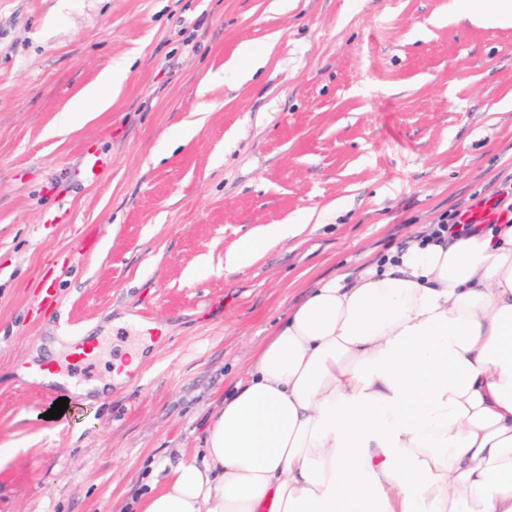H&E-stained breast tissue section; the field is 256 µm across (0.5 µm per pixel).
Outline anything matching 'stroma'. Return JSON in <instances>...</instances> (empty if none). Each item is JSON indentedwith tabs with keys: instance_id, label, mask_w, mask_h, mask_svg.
Wrapping results in <instances>:
<instances>
[{
	"instance_id": "stroma-1",
	"label": "stroma",
	"mask_w": 512,
	"mask_h": 512,
	"mask_svg": "<svg viewBox=\"0 0 512 512\" xmlns=\"http://www.w3.org/2000/svg\"><path fill=\"white\" fill-rule=\"evenodd\" d=\"M448 2L0 0V512H125L318 279L512 177V26ZM244 42L273 47L247 82ZM110 66L111 109L59 132ZM86 149L107 161L91 182ZM310 213L225 272L253 228ZM85 335L99 356L73 365ZM130 352L139 378L61 421L22 374L94 381Z\"/></svg>"
}]
</instances>
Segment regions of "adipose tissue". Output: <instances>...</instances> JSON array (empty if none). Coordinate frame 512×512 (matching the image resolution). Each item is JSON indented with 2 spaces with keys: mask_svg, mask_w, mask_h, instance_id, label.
Returning a JSON list of instances; mask_svg holds the SVG:
<instances>
[{
  "mask_svg": "<svg viewBox=\"0 0 512 512\" xmlns=\"http://www.w3.org/2000/svg\"><path fill=\"white\" fill-rule=\"evenodd\" d=\"M451 15L512 26V0ZM107 69L61 113L112 106ZM302 224L256 227L249 268ZM139 512H512V224L421 232L354 277L321 279L258 345L186 456Z\"/></svg>",
  "mask_w": 512,
  "mask_h": 512,
  "instance_id": "1",
  "label": "adipose tissue"
}]
</instances>
